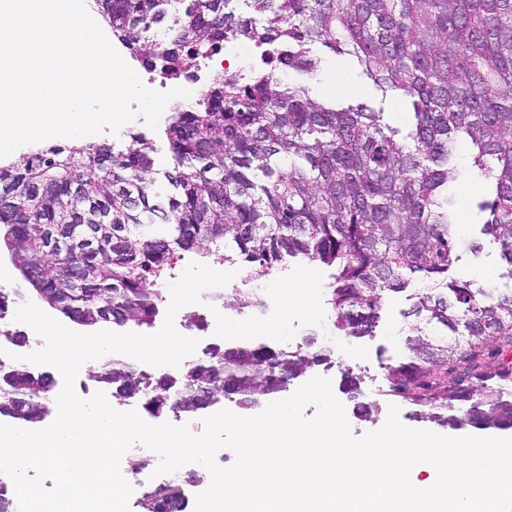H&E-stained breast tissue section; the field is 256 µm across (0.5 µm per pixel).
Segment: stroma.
Here are the masks:
<instances>
[{
	"label": "stroma",
	"instance_id": "stroma-1",
	"mask_svg": "<svg viewBox=\"0 0 512 512\" xmlns=\"http://www.w3.org/2000/svg\"><path fill=\"white\" fill-rule=\"evenodd\" d=\"M322 58L321 69L311 83L315 95L339 97L353 104L377 99L374 89L357 67L327 51L323 52ZM468 161L467 144L459 142L455 163L461 175L453 187L457 201L458 232L462 238L473 241L479 237L475 203L482 195L483 188L469 175ZM503 267L495 245L487 243L478 255L463 253L451 274L478 285L487 283L505 292L512 288V279L503 277ZM237 270L236 277L223 289L225 298L255 296L261 299V307L226 306L222 300L212 299L207 294L201 299L202 307L222 311L225 322L229 324L269 325V332L261 335L260 340L274 348L292 351L305 345L310 352L325 356V363L312 367L307 375L330 380L335 397L344 406L353 436L360 437L382 427L387 420L388 408L392 405L398 406L399 419L404 426L447 435V428L413 418L412 405L385 393V366L402 356L409 329L416 322L415 317L408 314L411 302L406 293L391 295L381 311L380 323L374 335L356 339L340 335L333 325L334 313L327 303L330 272L324 266L308 261L293 262L260 279L251 278L245 265H238ZM302 275L311 277L316 286L315 309L309 314L285 316V305L276 300L272 287L295 282ZM347 370L358 381V391L353 396L343 388V373ZM360 403L371 405L370 419L356 417L355 409Z\"/></svg>",
	"mask_w": 512,
	"mask_h": 512
}]
</instances>
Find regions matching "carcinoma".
Wrapping results in <instances>:
<instances>
[{
  "label": "carcinoma",
  "instance_id": "obj_1",
  "mask_svg": "<svg viewBox=\"0 0 512 512\" xmlns=\"http://www.w3.org/2000/svg\"><path fill=\"white\" fill-rule=\"evenodd\" d=\"M146 68L177 79L217 55L229 36L266 45L245 80L216 76L180 105L165 139L53 145L0 167V242L36 297L70 321L154 325L155 287L185 252L224 251L256 278L288 258L331 270L327 304L344 336H370L387 295L418 279L409 356L386 366V395L441 426L512 428V291L448 279L460 260L455 145L493 190L476 204L482 234L512 279V0H94ZM320 45L357 66L381 94L409 103L404 127L364 103L317 98L290 83L312 75ZM173 170L157 178L155 155ZM58 237L65 251L46 244ZM323 357L264 343L219 348L176 377L107 360L97 381L143 411L195 413L222 390L246 409L277 400ZM53 377L0 373V417L35 429L49 414ZM183 482H164L143 512H184Z\"/></svg>",
  "mask_w": 512,
  "mask_h": 512
}]
</instances>
